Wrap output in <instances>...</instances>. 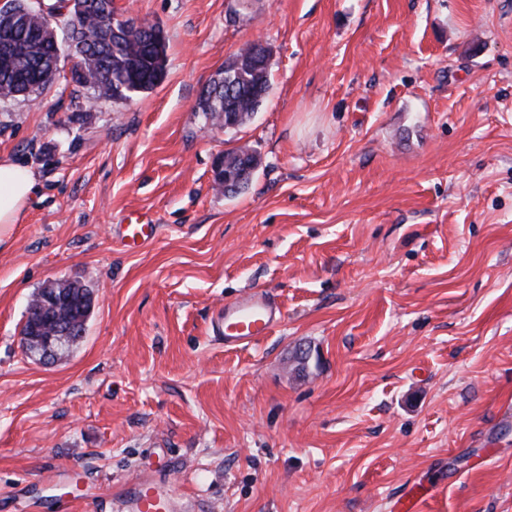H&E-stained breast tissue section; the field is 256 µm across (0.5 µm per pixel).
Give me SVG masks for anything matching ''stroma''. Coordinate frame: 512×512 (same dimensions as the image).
Instances as JSON below:
<instances>
[{"label":"stroma","mask_w":512,"mask_h":512,"mask_svg":"<svg viewBox=\"0 0 512 512\" xmlns=\"http://www.w3.org/2000/svg\"><path fill=\"white\" fill-rule=\"evenodd\" d=\"M114 6L163 28L159 86L91 105L65 57L0 101L38 180L0 232V512H128L142 476L166 512H512V0ZM255 40L264 103L211 125L203 88ZM133 213L156 235L131 250ZM58 279L94 307L44 366L19 332ZM253 289L285 319L225 349ZM245 148L246 147H239V148H234L231 150L224 151V157L223 156L218 157L214 163V169H213L214 180L224 178V181H225L228 179V176H226L224 174V162L226 164L227 170H229V172L231 174H234V176H235V178L232 181L226 182V183L224 182V186H222L221 184H217L219 187L224 189L225 194L226 193H236L241 188L245 187V185H247L250 180V177H251L250 173H253L256 169L250 162L245 160L244 166L246 167V171L250 172V173L244 174V175H241L239 173V171H240L239 157H240V154L243 152V149H245Z\"/></svg>","instance_id":"35a3bbf8"}]
</instances>
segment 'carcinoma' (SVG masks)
<instances>
[{"instance_id": "obj_1", "label": "carcinoma", "mask_w": 512, "mask_h": 512, "mask_svg": "<svg viewBox=\"0 0 512 512\" xmlns=\"http://www.w3.org/2000/svg\"><path fill=\"white\" fill-rule=\"evenodd\" d=\"M80 13L78 28L72 31V57L76 59L72 81L88 94V100H125L130 90L147 92L165 78L167 38L151 24L130 25L120 34L111 28L113 0H60L36 11L25 0H14L0 21V99L37 96L48 82L42 79L59 59L51 53L49 28L66 26ZM270 86L268 59H259L252 45L242 48L224 63V89L215 97L200 98V109L213 125L235 114L242 125L257 112ZM243 148L224 152L227 170L234 179L224 183L226 193H236L248 184L251 174H240ZM70 286L74 296L64 317L86 324L93 307V291L80 280Z\"/></svg>"}]
</instances>
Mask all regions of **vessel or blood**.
<instances>
[{"instance_id": "1", "label": "vessel or blood", "mask_w": 512, "mask_h": 512, "mask_svg": "<svg viewBox=\"0 0 512 512\" xmlns=\"http://www.w3.org/2000/svg\"><path fill=\"white\" fill-rule=\"evenodd\" d=\"M152 224L146 222L128 224L124 227L123 240L126 247L141 246L151 239ZM284 319L281 307L261 289L245 297L225 304L213 331L223 339L225 346L242 348L260 341ZM127 503L131 512H163L165 501L160 492L151 487L133 484L128 492Z\"/></svg>"}]
</instances>
